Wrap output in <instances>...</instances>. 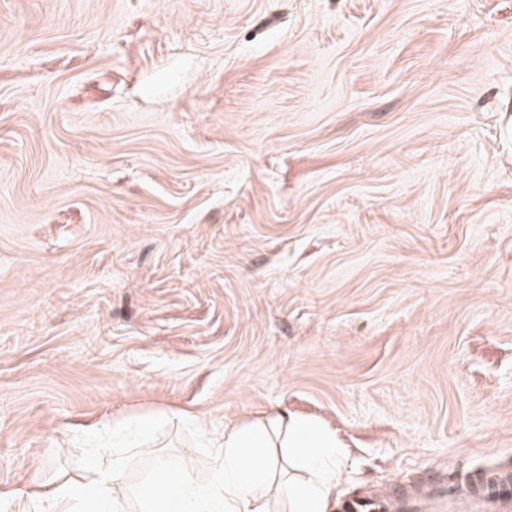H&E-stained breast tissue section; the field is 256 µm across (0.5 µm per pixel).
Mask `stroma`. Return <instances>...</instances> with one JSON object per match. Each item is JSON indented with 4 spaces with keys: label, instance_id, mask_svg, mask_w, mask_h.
<instances>
[{
    "label": "stroma",
    "instance_id": "obj_1",
    "mask_svg": "<svg viewBox=\"0 0 512 512\" xmlns=\"http://www.w3.org/2000/svg\"><path fill=\"white\" fill-rule=\"evenodd\" d=\"M275 411L512 476V0H0V512Z\"/></svg>",
    "mask_w": 512,
    "mask_h": 512
}]
</instances>
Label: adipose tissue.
<instances>
[{"mask_svg":"<svg viewBox=\"0 0 512 512\" xmlns=\"http://www.w3.org/2000/svg\"><path fill=\"white\" fill-rule=\"evenodd\" d=\"M346 456L335 434L313 420L284 411L268 422H241L224 431L208 477L189 460L161 465L152 487L126 483L120 459L97 469L87 483L42 484L33 492L36 512H330Z\"/></svg>","mask_w":512,"mask_h":512,"instance_id":"1","label":"adipose tissue"}]
</instances>
